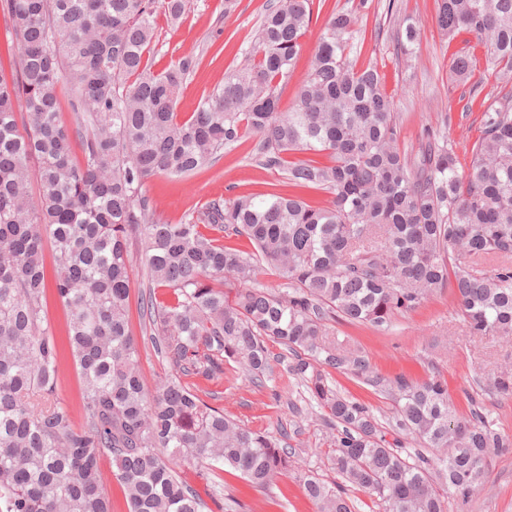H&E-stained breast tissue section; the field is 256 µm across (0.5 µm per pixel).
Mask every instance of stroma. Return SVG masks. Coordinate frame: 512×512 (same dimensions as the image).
<instances>
[{"label":"stroma","instance_id":"35a3bbf8","mask_svg":"<svg viewBox=\"0 0 512 512\" xmlns=\"http://www.w3.org/2000/svg\"><path fill=\"white\" fill-rule=\"evenodd\" d=\"M267 0H234L225 10L224 0H189L188 10L179 24L157 16V36L151 55L155 69L162 70L186 56L202 62L186 79L177 102L180 116L194 111L201 98L224 82L226 71L240 67L251 47L255 30ZM359 8L361 19L352 52L358 66H377L386 92L396 104L401 129L400 145L416 153L429 128L447 123L448 136L455 142L460 167L470 164L471 147L482 130L483 101L500 91L494 76L485 70V47L477 36L465 29L453 39H443L437 24V0H325L302 39L295 69L282 91L281 107H293L297 90L313 59L322 17L336 9ZM418 27L414 56L405 59L398 45L405 39L403 19ZM222 42L224 54L216 61L204 55L212 41ZM458 54L472 57L474 68L466 80H456L449 70ZM258 139L245 136L234 148L225 150L212 165L184 177L158 174L145 185L155 217L169 224L186 214L201 210L206 203L247 193L284 191L281 171L264 168L257 161ZM129 249L136 262L131 274L129 319L139 342V363L148 390L171 372L169 363L149 342L140 316L141 299L153 293L165 301L163 288L148 290L144 267L139 257L140 242ZM338 350L363 357L370 367L392 377L400 373L416 380L441 374L458 412L469 410L468 397L488 415L494 428L512 436V400L484 394L480 386L488 375L512 370V342L497 336H472L456 315L454 297L439 293L417 310L397 316L389 330L379 332L368 326L336 322L332 338ZM272 370L263 386L252 384L243 370L229 366L214 382H202L210 392V405L223 409L226 416L251 428L284 436L294 453L295 470L281 475L267 489L256 490L243 480L218 469L183 465L181 479L193 487L206 504L204 512H316L297 478L298 473L314 474L332 482L331 468L336 435L300 379L288 371L293 357L283 346L270 344ZM331 378L344 396L365 403L381 425L385 438L396 435L388 424L393 416L392 402L351 374L335 371ZM449 512H512V448L503 449L489 459L488 474L467 501H452Z\"/></svg>","mask_w":512,"mask_h":512}]
</instances>
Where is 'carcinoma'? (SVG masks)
<instances>
[{
    "instance_id": "obj_1",
    "label": "carcinoma",
    "mask_w": 512,
    "mask_h": 512,
    "mask_svg": "<svg viewBox=\"0 0 512 512\" xmlns=\"http://www.w3.org/2000/svg\"><path fill=\"white\" fill-rule=\"evenodd\" d=\"M365 4L325 18L289 111L280 94L312 0L269 4L247 63L181 118L180 90L200 59L158 72L150 54L157 14L176 22L188 0H4L21 67L0 71V512H112L105 455L128 512H203L181 464L220 465L268 487L293 466L292 449L225 416L181 377L218 380L232 361L259 386L270 342L294 354L290 371L337 430L338 481L301 479L318 512H352L350 487L385 512H446L483 483L491 452L512 447L482 413L459 415L441 376L387 378L326 342L336 321L385 331L446 289L470 335L512 340V91L485 102L468 168L440 129L409 157L381 74L350 58ZM437 26L446 39L475 33L487 68L512 81V0H438ZM450 70L465 79L473 61L457 55ZM65 83L74 131L59 119ZM83 130L76 163L72 136ZM247 134L259 138L262 166L283 171L290 188L328 191L330 202L243 194L177 224L154 217L148 179L197 171ZM309 152L328 162L286 160ZM213 231L244 236L253 251ZM132 238L143 242L151 285L173 296L143 307L145 332L171 365L153 393L129 325ZM47 243L52 290L68 314L63 339L44 316ZM267 268L282 287L254 286ZM65 348L82 380L76 415L51 402ZM331 369L387 394L392 431L433 455L393 447L368 407L337 391ZM487 389L511 399L512 374Z\"/></svg>"
}]
</instances>
